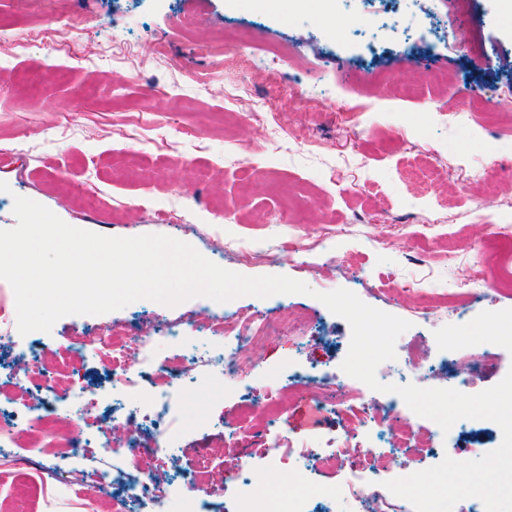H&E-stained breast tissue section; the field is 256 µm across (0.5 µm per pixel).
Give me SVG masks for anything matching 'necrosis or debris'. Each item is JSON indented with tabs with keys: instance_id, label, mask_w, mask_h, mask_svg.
Wrapping results in <instances>:
<instances>
[{
	"instance_id": "1",
	"label": "necrosis or debris",
	"mask_w": 512,
	"mask_h": 512,
	"mask_svg": "<svg viewBox=\"0 0 512 512\" xmlns=\"http://www.w3.org/2000/svg\"><path fill=\"white\" fill-rule=\"evenodd\" d=\"M512 294V227L492 224L484 241L483 253L474 258L466 278L457 283L455 295L472 301L484 291ZM279 327L275 312L257 313L248 308L235 307L211 314L203 324V331L214 336L232 337L233 345L223 344L209 350L207 355L187 358L180 368L158 359L160 341L177 345L186 339V331L179 323L165 316L152 318V328L143 331L135 327L108 326L84 336L75 337L74 355L92 354L101 360L113 379L133 396L132 414L127 423L116 425L108 443L115 455L125 460L123 469L101 472L89 479L78 480V495L89 508H96L106 489L117 488L114 512H127L130 504H167L172 488L163 479L166 465L165 448H146L139 436L140 423L154 425L156 431L171 428L177 403L179 380L182 374L193 373L208 378L218 373L234 384L242 382L240 353L256 350L260 338ZM505 342L494 339L477 352L459 355L448 342L440 343L441 363L450 373L455 388L465 389L471 377L486 365L494 363L506 350ZM69 358L53 350L40 351L31 356L29 350H18L10 361L8 373L13 380L24 382L39 377L37 390L25 394V419L13 424L0 418V438L12 444H26L32 448H50L62 455L81 453L86 448L82 432L96 422L98 398L95 392L74 385L68 373ZM288 374L297 381L298 391L313 398H324L326 409L337 412L344 423L345 433L329 439L324 447L312 451L310 466L326 473L342 469L344 480L341 493L358 503L363 512H380L391 499L386 481L392 480L401 465L398 449L411 448L419 454L437 451L443 431H427L413 422L409 407L397 398H390L380 415H372L358 389L340 379L335 389H327L323 382L305 375L296 363H289ZM66 393L74 401L71 411L46 415L42 405L48 395ZM263 416L254 419L243 416L232 432L237 447H252L256 435L273 437L278 453L275 463L292 465L295 448L292 443L277 437L275 431L287 410L281 404V386L271 381L262 402Z\"/></svg>"
}]
</instances>
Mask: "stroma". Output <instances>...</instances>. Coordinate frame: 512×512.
I'll return each mask as SVG.
<instances>
[{
  "label": "stroma",
  "instance_id": "obj_1",
  "mask_svg": "<svg viewBox=\"0 0 512 512\" xmlns=\"http://www.w3.org/2000/svg\"><path fill=\"white\" fill-rule=\"evenodd\" d=\"M346 29L333 41L316 0H69L71 33L38 37L56 0H0V229L17 224L15 197L29 198L66 224L110 237L166 235L245 276L285 275L310 294L241 296L238 306L303 313V330L271 336L248 386L214 377L209 387L184 379L178 422L168 433L167 477L209 460L213 512H240L238 470L251 477L252 512L285 479L304 494L338 491L342 473L270 464L264 446L235 447L243 398L259 402L264 379L288 378L296 361L335 386L352 330L320 294L340 288L409 322L401 341L454 338L461 349L489 339L495 320H512V294L488 291L458 319L447 298L466 257L480 255L489 222L476 200L493 199V222L512 225V183L483 176L487 153L512 169V122L485 113L460 120L478 97L487 104L512 88V0H480L486 49L470 58L459 36L465 16L456 0H403L394 12L360 19V0H333ZM195 22L185 34L178 20ZM164 54H155L156 46ZM468 112V111H467ZM80 184L98 206L83 210L71 194ZM309 244L292 259L280 245ZM261 251L246 261L236 249ZM430 294H395L418 277ZM437 311L425 324L423 302ZM223 306L195 297L170 307L141 299L97 315H67L50 332L22 341L35 351L70 347L94 326L144 325L163 313L198 326ZM77 381L95 388L98 410L123 421L124 390L108 383L95 359L78 365ZM281 436L313 447L340 430L336 414L303 395L288 405ZM91 447L59 467L41 449L10 446L0 480L17 497L41 489L28 512H89L73 476L117 466L97 429ZM499 445L487 427L457 433L443 453L403 451L402 475L443 457L472 460Z\"/></svg>",
  "mask_w": 512,
  "mask_h": 512
}]
</instances>
